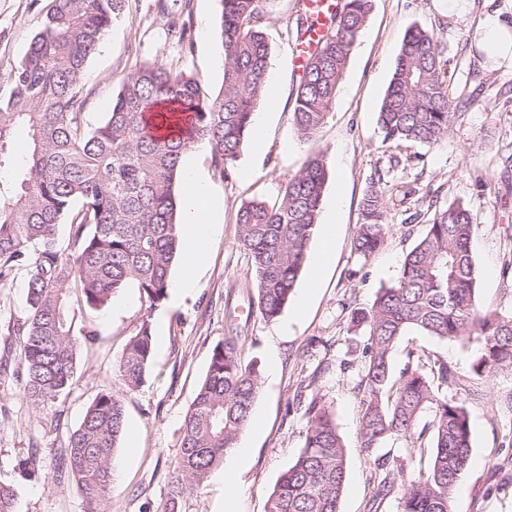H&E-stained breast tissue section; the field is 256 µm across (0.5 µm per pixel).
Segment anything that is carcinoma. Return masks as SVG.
<instances>
[{"label":"carcinoma","instance_id":"obj_1","mask_svg":"<svg viewBox=\"0 0 512 512\" xmlns=\"http://www.w3.org/2000/svg\"><path fill=\"white\" fill-rule=\"evenodd\" d=\"M127 0H53L29 48L0 92V170L14 166L19 136L26 157L21 174L0 184V282L19 272L26 281L28 315L17 324L23 394L37 409L63 402L75 383L80 339L74 332L69 290L90 311L105 308L121 290L138 289L146 308L167 297L173 264L181 255L177 185L183 156L201 142L214 150L226 176L247 140L265 98L269 43L264 19L275 0H221L219 37L223 80L209 99L193 76L143 64L125 77L102 122L85 121L83 76L88 61ZM372 0H342L323 24L295 90L291 124L297 137H318L330 115ZM456 103L448 93V61L434 34L414 26L402 41L378 112L385 139L399 149L432 147L448 137ZM190 113L183 123L180 114ZM322 154L309 156L270 204L242 206L239 238L249 252L254 298L249 308L277 319L306 267L319 224L327 181ZM389 199L372 190L364 198L354 240L368 258L385 242ZM70 250L56 238L62 220ZM474 224L457 204L434 210L406 254L398 281L368 307L351 308L352 327L366 337L358 371L360 433L367 449L412 434L430 413L426 471L414 475L400 459H376L382 473L375 497L400 491V512H452L460 475L467 469L472 426L465 404L440 395L456 382L448 362L408 355L399 374L393 349L415 328L442 340L476 345L471 372L491 377L512 371V314L481 312L471 253ZM241 337L217 343L196 396L186 411L181 456L165 512L200 489L237 445L260 384L257 362L242 361ZM153 354L149 319L140 323L116 366L120 385L145 382ZM307 428L296 460L270 493L265 512H340L346 479L345 448L333 413L318 398L305 408ZM121 396L96 394L69 437L63 465L80 487L84 512H103L112 483L111 459L121 447ZM17 494L0 483V512H16Z\"/></svg>","mask_w":512,"mask_h":512}]
</instances>
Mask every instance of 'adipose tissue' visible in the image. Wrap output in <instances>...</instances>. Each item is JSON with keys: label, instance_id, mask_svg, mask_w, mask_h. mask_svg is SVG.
Here are the masks:
<instances>
[{"label": "adipose tissue", "instance_id": "ef3b65f1", "mask_svg": "<svg viewBox=\"0 0 512 512\" xmlns=\"http://www.w3.org/2000/svg\"><path fill=\"white\" fill-rule=\"evenodd\" d=\"M476 29L480 33V47L487 63L499 66L512 62V25L507 23L499 10L483 9ZM183 191V266L187 274L177 284L181 290L194 285V273L203 263L210 239L217 228L216 213L219 208L208 184L194 167L184 169Z\"/></svg>", "mask_w": 512, "mask_h": 512}]
</instances>
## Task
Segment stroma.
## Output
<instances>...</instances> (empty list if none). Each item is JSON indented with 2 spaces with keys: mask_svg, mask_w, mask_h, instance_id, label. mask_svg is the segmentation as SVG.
Returning a JSON list of instances; mask_svg holds the SVG:
<instances>
[{
  "mask_svg": "<svg viewBox=\"0 0 512 512\" xmlns=\"http://www.w3.org/2000/svg\"><path fill=\"white\" fill-rule=\"evenodd\" d=\"M51 0H0V89L39 30ZM128 0L126 16L107 31L87 64L84 107L97 124L112 106L121 81L140 65L158 63L194 76L218 94L224 53L216 37L220 0ZM299 0H275L264 19L270 43L269 84L281 96L272 113L262 150L245 146L228 176H220L211 151H188L213 193L222 201L220 229L200 267L195 286L169 288L155 309L142 304L136 288L117 294L102 310H84L71 301L75 330L83 341L76 384L64 403L34 408L18 379V338L13 325L26 315L23 275L0 284V482L13 486L18 512H83L80 492L61 459L70 433L101 391H121L113 369L142 319H149L153 360L146 383L121 391L125 439L111 460L113 481L105 512H163L180 458L185 413L203 381L217 342L238 331L242 356L257 360L260 388L253 412L259 428L244 429L239 444L251 456L237 479L241 512H265L266 500L304 442L305 405L319 397L333 412L346 447L347 474L340 512H399L397 495L373 503V461L400 457L419 471L420 449L412 440L362 448L358 369L365 339L350 325L352 306L370 305L380 288L397 281L403 260L425 225L418 214L427 206L455 204L469 209L475 224L471 251L480 309L512 313V67L490 70L482 64L475 27L449 19L438 0H372V8L331 114L318 138H297L290 122L298 73L290 23ZM186 24L185 41L168 33L169 21ZM432 32L448 61L449 94L467 100L448 138L418 148L417 160L395 164L396 149L386 143L377 113L391 79L404 34L412 24ZM328 168L325 198L345 183V201L336 215L332 261L302 317L285 308L273 321L245 316L253 279L251 259L240 241L235 217L247 202L274 201L313 153ZM402 191L388 210L384 245L360 259L353 242L362 201L370 190ZM443 358L459 382L444 394L462 402L472 424L471 461L460 476L453 512H512V371L480 378L470 371L475 347L412 330L398 341L395 369L409 352ZM224 471H212L201 491L184 496L178 512H221Z\"/></svg>",
  "mask_w": 512,
  "mask_h": 512,
  "instance_id": "stroma-1",
  "label": "stroma"
}]
</instances>
